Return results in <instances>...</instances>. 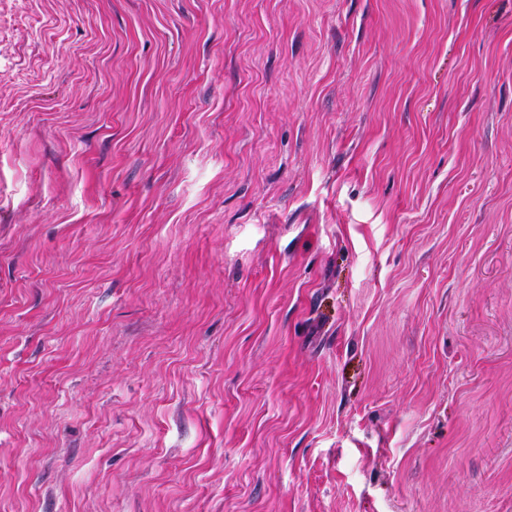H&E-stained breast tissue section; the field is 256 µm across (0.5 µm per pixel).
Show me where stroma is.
<instances>
[{
  "mask_svg": "<svg viewBox=\"0 0 512 512\" xmlns=\"http://www.w3.org/2000/svg\"><path fill=\"white\" fill-rule=\"evenodd\" d=\"M0 512H512V0H0Z\"/></svg>",
  "mask_w": 512,
  "mask_h": 512,
  "instance_id": "stroma-1",
  "label": "stroma"
}]
</instances>
